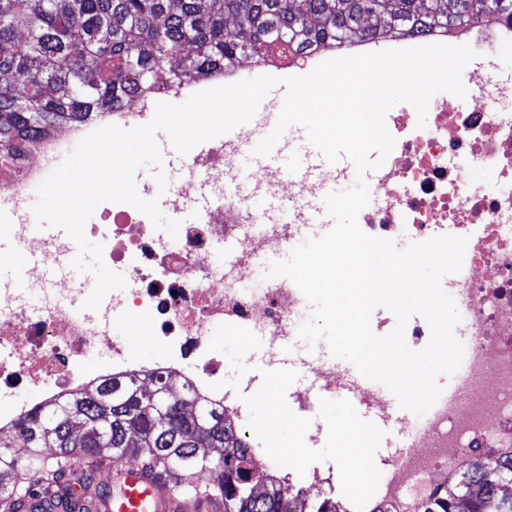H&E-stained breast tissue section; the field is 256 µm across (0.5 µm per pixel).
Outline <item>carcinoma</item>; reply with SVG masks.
I'll use <instances>...</instances> for the list:
<instances>
[{"label": "carcinoma", "mask_w": 512, "mask_h": 512, "mask_svg": "<svg viewBox=\"0 0 512 512\" xmlns=\"http://www.w3.org/2000/svg\"><path fill=\"white\" fill-rule=\"evenodd\" d=\"M512 24V0H0V167L33 136L107 112L158 85L210 79L243 58L391 35ZM108 377L0 429V512L41 507L65 474L100 460L157 468L180 495L212 475L224 512H337L253 474L224 407L168 374ZM26 454H15L18 446ZM512 512L470 459L420 512Z\"/></svg>", "instance_id": "obj_1"}]
</instances>
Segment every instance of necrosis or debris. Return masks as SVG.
<instances>
[{
    "mask_svg": "<svg viewBox=\"0 0 512 512\" xmlns=\"http://www.w3.org/2000/svg\"><path fill=\"white\" fill-rule=\"evenodd\" d=\"M436 43L466 44L480 59L494 62L512 46V26L484 21L451 36L434 32L420 38L384 37L358 41L351 48L365 54ZM343 54L340 47H321L284 64L246 59L226 69L220 82L255 78L268 68L301 76ZM153 101L145 96L140 108L122 106L105 121L90 118L29 140L16 167L0 173V210L12 216L11 223L0 225V236L38 258L29 277H36L44 263L59 270L68 267L73 250L59 238L33 233L25 207L32 191L100 124L124 128L147 122L146 108ZM507 103H512V78L494 84L474 79L462 102L448 103L441 92L433 95L425 121H418L412 109L389 113L385 120L395 145L369 188L370 202L358 216L359 225L368 235L402 248L450 231L466 238L468 271L451 284L461 316L454 333L466 341V363L463 376L440 380L447 399L424 415L402 419L410 428L409 448L383 460L375 500L352 498L330 478L306 480L298 467L271 463L269 437L248 429L253 381L242 378V393L226 391L221 352L209 339L217 323L242 331L255 326L275 354L292 343L305 320V297L292 282L243 285L259 259L281 251L283 244L301 241L310 219L303 203L320 197L327 187L326 181L306 179L290 185L296 202L283 224L267 223L247 198L225 196L224 177L235 168L242 141L266 132L259 120L243 126L241 142L217 139L207 153L190 154L187 186L173 191L172 206L181 207L190 188L216 204L206 217L180 225L176 242L157 233L144 213L121 202L102 203L100 221L88 231L102 243L104 264L122 261L129 251L138 256L127 271L126 288L113 294L110 305L88 315L83 311L88 295L79 288L33 298L0 286V387L32 384L39 389L38 398L0 409V426L11 427L21 413L63 391L100 381V374L87 371L85 362L101 353L116 375L142 378L159 370L191 382L199 394L222 404L225 415L243 429L255 471L275 473L282 487L303 498L339 500L346 512H371L377 501L387 503L392 512H419L467 458L495 465L511 456L512 113L504 111ZM475 166L496 173V191L472 183L469 172ZM228 240L238 245L233 259L213 262L217 247ZM124 319L149 326L152 340L167 350L160 363L144 364L112 339L114 321Z\"/></svg>",
    "mask_w": 512,
    "mask_h": 512,
    "instance_id": "1",
    "label": "necrosis or debris"
}]
</instances>
